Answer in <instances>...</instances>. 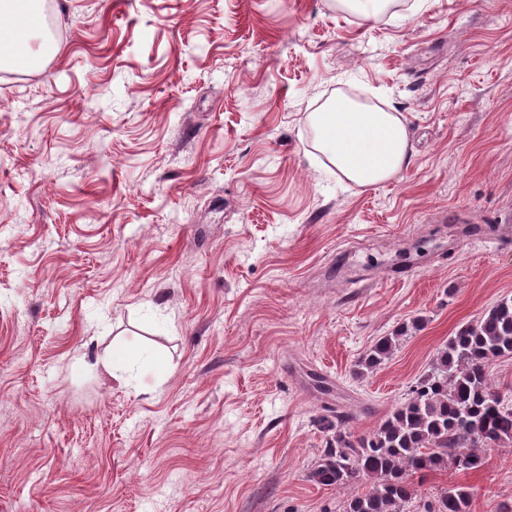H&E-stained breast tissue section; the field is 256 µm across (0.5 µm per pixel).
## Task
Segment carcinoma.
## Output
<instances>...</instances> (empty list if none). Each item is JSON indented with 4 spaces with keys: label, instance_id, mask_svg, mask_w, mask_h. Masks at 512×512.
I'll list each match as a JSON object with an SVG mask.
<instances>
[{
    "label": "carcinoma",
    "instance_id": "carcinoma-1",
    "mask_svg": "<svg viewBox=\"0 0 512 512\" xmlns=\"http://www.w3.org/2000/svg\"><path fill=\"white\" fill-rule=\"evenodd\" d=\"M398 340L396 334L377 339L357 373L382 365ZM499 358H512V298L461 326L373 432L353 431L359 413L354 406L324 407L317 425L326 446L310 479L338 489L365 482L366 492L349 499L343 512H414L411 477L475 470L487 449L512 444V386L489 371ZM470 500L468 488L453 486L425 512H469Z\"/></svg>",
    "mask_w": 512,
    "mask_h": 512
}]
</instances>
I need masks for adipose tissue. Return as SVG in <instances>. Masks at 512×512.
Segmentation results:
<instances>
[{
  "mask_svg": "<svg viewBox=\"0 0 512 512\" xmlns=\"http://www.w3.org/2000/svg\"><path fill=\"white\" fill-rule=\"evenodd\" d=\"M41 0H0V70H38L53 52L41 25ZM315 146L337 174L361 187L394 177L409 155L401 118L346 101L311 113Z\"/></svg>",
  "mask_w": 512,
  "mask_h": 512,
  "instance_id": "obj_1",
  "label": "adipose tissue"
}]
</instances>
